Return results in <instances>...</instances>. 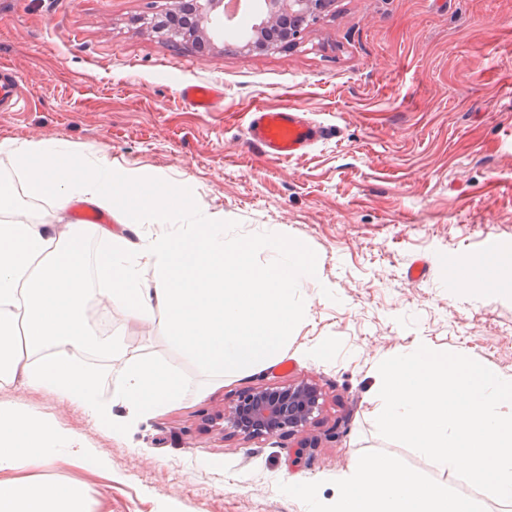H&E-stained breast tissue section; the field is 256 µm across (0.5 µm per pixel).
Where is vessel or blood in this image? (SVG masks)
<instances>
[{
    "label": "vessel or blood",
    "mask_w": 512,
    "mask_h": 512,
    "mask_svg": "<svg viewBox=\"0 0 512 512\" xmlns=\"http://www.w3.org/2000/svg\"><path fill=\"white\" fill-rule=\"evenodd\" d=\"M21 74L8 65L0 66V107L8 112L23 111L28 99L22 91ZM220 90L213 84L190 83L180 96L200 112L209 111ZM249 142L274 161H287L308 153L318 142L327 139L328 127L294 107L255 106L246 127Z\"/></svg>",
    "instance_id": "vessel-or-blood-1"
}]
</instances>
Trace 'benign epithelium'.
<instances>
[{"mask_svg": "<svg viewBox=\"0 0 512 512\" xmlns=\"http://www.w3.org/2000/svg\"><path fill=\"white\" fill-rule=\"evenodd\" d=\"M180 6L168 12L182 17L181 25L167 28L178 37L189 31L214 45L224 37V0H179ZM267 18L247 43L250 49H267L274 44L271 27L288 20L282 39L298 44L306 30L335 8L336 0H266ZM319 393L309 382L286 386H260L245 394L230 411L220 414L225 427L245 438L295 434L308 429L319 407Z\"/></svg>", "mask_w": 512, "mask_h": 512, "instance_id": "obj_1", "label": "benign epithelium"}]
</instances>
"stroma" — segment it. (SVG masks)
I'll list each match as a JSON object with an SVG mask.
<instances>
[{
	"label": "stroma",
	"instance_id": "35a3bbf8",
	"mask_svg": "<svg viewBox=\"0 0 512 512\" xmlns=\"http://www.w3.org/2000/svg\"><path fill=\"white\" fill-rule=\"evenodd\" d=\"M170 0H0V62L26 77L30 107L0 112V139H58L113 164L164 172L174 189L222 215L230 240L265 231L319 265L297 291L284 362L214 378L153 322L113 312L128 355L180 377V399L147 414L113 403L120 436L77 405L19 385L0 401L54 419L109 465L58 462L44 472L82 485L103 512H307L278 483L317 481L318 495L367 451L394 455L462 494L375 425L376 368L425 338L512 376V0H336L293 47L256 53L228 40L200 53L140 24ZM188 83L224 94L209 112L180 98ZM298 107L334 137L304 156L269 159L246 134L255 101ZM499 258L495 288L452 289L448 277ZM426 259L411 281V261ZM328 344L325 358L308 354ZM306 381L321 405L304 436L246 439L215 416L259 386Z\"/></svg>",
	"mask_w": 512,
	"mask_h": 512
}]
</instances>
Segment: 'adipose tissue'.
I'll return each instance as SVG.
<instances>
[{
    "label": "adipose tissue",
    "mask_w": 512,
    "mask_h": 512,
    "mask_svg": "<svg viewBox=\"0 0 512 512\" xmlns=\"http://www.w3.org/2000/svg\"><path fill=\"white\" fill-rule=\"evenodd\" d=\"M0 156L11 162L0 173V385L18 381L76 404L112 434L122 425L111 402L149 413L177 400L183 384L164 363L124 358L121 337L95 336L87 320L95 300L137 322L165 313L175 344L216 377L280 358L297 289L317 271L281 229L266 231L272 260L258 266L249 247L228 244L222 216L172 192L164 175L114 167L60 140L1 139ZM21 189L54 214L78 200L148 233L131 247L98 224L46 223L16 204ZM94 238L109 249L91 260L78 244ZM90 352L121 363L111 400L102 387L113 376L84 362ZM60 459L105 467L78 435L0 402V512H93L79 485L31 479Z\"/></svg>",
    "instance_id": "obj_1"
}]
</instances>
